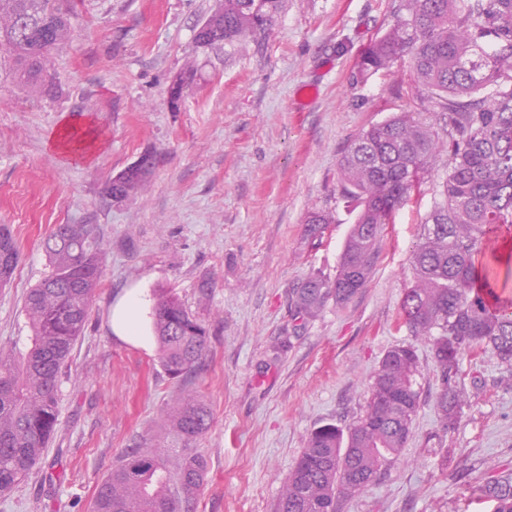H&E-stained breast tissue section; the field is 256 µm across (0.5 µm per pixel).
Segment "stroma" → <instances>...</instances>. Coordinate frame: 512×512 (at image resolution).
Instances as JSON below:
<instances>
[{"mask_svg": "<svg viewBox=\"0 0 512 512\" xmlns=\"http://www.w3.org/2000/svg\"><path fill=\"white\" fill-rule=\"evenodd\" d=\"M406 3L282 0L264 37L200 48L195 32L218 0H74L75 36L54 52L53 89L38 96L0 55V226L19 248L0 288V353L30 334L24 302L48 270L52 229L93 225L104 249L102 281L63 368L54 436L40 465L0 496V512H92L98 485L135 441L178 451L165 415L185 387L212 413L195 443L208 469L190 512H273L310 432L351 423L386 351L410 341L421 371L415 436L388 477L340 512H491L474 488L512 468V377L484 354L460 424L441 432L430 346L401 322L443 163L386 226L365 288L307 323L291 309L308 274H335L355 220L337 200L347 147L393 113H432L410 91L408 58L359 73L365 45ZM188 72L194 80L172 107L168 88ZM65 127L92 132L82 157L56 147ZM146 153L157 163L141 190L113 203L109 182ZM313 211L335 217L315 249L304 237ZM161 287L209 333L184 383L158 362L151 322ZM128 295L138 304L134 340L112 329Z\"/></svg>", "mask_w": 512, "mask_h": 512, "instance_id": "obj_1", "label": "stroma"}]
</instances>
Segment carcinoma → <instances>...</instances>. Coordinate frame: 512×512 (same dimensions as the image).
Returning <instances> with one entry per match:
<instances>
[{"label":"carcinoma","instance_id":"cac0c4a2","mask_svg":"<svg viewBox=\"0 0 512 512\" xmlns=\"http://www.w3.org/2000/svg\"><path fill=\"white\" fill-rule=\"evenodd\" d=\"M407 15L370 41L362 72L376 73L408 57L416 98L435 121L398 112L362 130L342 157L339 197L358 210L336 274L316 272L292 293L297 318L328 303L346 305L369 281L385 225L420 191L429 166L447 153V176L422 225L412 255V284L401 301L408 331L431 347L433 398L442 430L457 427L468 397L472 362L492 354L512 374V298L500 295L484 262L491 235L512 231V0H408ZM281 0H224L204 26L232 45L263 36ZM71 0H0V49L13 55L31 92L45 86L52 52L73 37ZM149 171L127 168L108 194L121 203ZM332 216H307L305 240L315 249ZM49 271L26 295L31 330L25 350L0 354V495L43 458L57 422L61 369L82 335L102 277V243L91 224H59L48 235ZM18 247L0 227V286L18 262ZM158 360L172 379L188 376L206 349L207 329L170 288L154 292ZM419 357L411 344L384 355L363 412L347 427L325 423L309 435L274 512H339L341 500L373 485L413 434L420 406ZM211 414L192 393L176 398L167 426L182 442L175 454L148 441L127 449L99 485L94 512H181L199 496L206 461L193 444ZM512 512V470L476 486Z\"/></svg>","mask_w":512,"mask_h":512}]
</instances>
